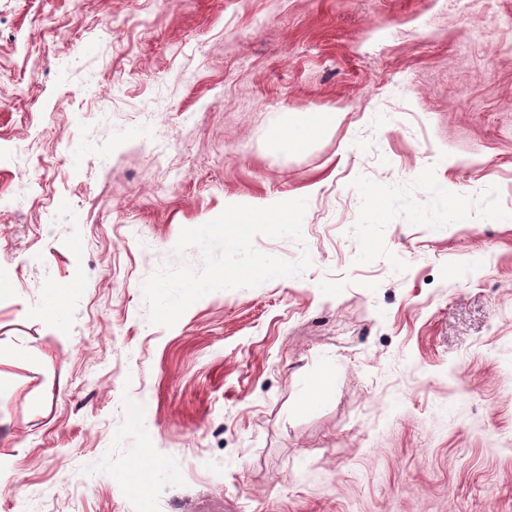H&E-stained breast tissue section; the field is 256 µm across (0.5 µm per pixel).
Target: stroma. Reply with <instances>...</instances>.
Wrapping results in <instances>:
<instances>
[{
  "mask_svg": "<svg viewBox=\"0 0 512 512\" xmlns=\"http://www.w3.org/2000/svg\"><path fill=\"white\" fill-rule=\"evenodd\" d=\"M299 198L304 273L149 323ZM1 275L0 512H512V0H0ZM325 113L304 112L298 115L293 129L289 132L277 130L273 134L276 139H286L289 150L301 148L307 141L321 135L326 129ZM72 288H50L45 293L44 311L50 317L59 318L65 311L69 291Z\"/></svg>",
  "mask_w": 512,
  "mask_h": 512,
  "instance_id": "obj_1",
  "label": "stroma"
}]
</instances>
